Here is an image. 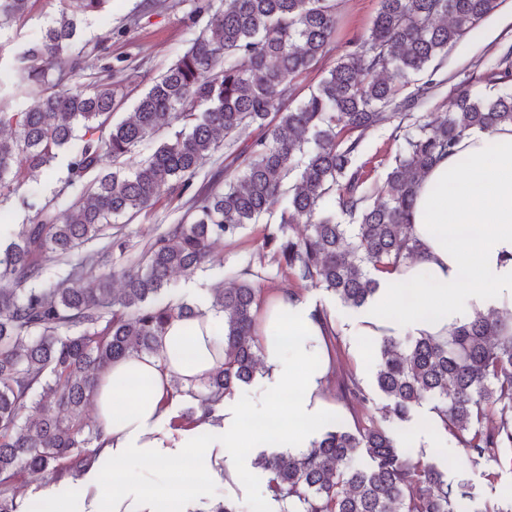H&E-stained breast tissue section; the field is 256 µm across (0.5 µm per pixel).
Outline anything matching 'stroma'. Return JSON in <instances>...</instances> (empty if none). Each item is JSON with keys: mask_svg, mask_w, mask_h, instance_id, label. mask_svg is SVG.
I'll return each instance as SVG.
<instances>
[{"mask_svg": "<svg viewBox=\"0 0 512 512\" xmlns=\"http://www.w3.org/2000/svg\"><path fill=\"white\" fill-rule=\"evenodd\" d=\"M141 0H110L105 11L90 17L84 37L99 44L105 61L121 57L133 63H141L138 77L126 88L124 111H131L136 97L151 81L170 66L185 49L193 34L186 14L190 9L187 0H161L160 8L151 12H137ZM340 25L328 52L320 65L305 75L297 89V99H304L315 88L324 75V70L333 64L345 51L348 43L363 33L378 8L377 0H336ZM512 43V32L505 30L493 41L484 42L475 36H466L462 42L449 46L447 54L439 59L438 78L442 84L428 109L442 114L447 109L449 98L463 86L479 92L484 88L479 77L488 61L497 55L502 46ZM182 213L170 199H162L156 208L141 213L125 226L133 247L156 237L165 225L179 220ZM264 224H250L233 240L224 241L219 248V257L224 264V284L232 286L234 277L251 264H258V244L264 232ZM268 279L265 289L270 293L295 289L314 306L326 307L338 334L336 342L329 345L331 369L325 387L326 399L340 410L346 427L355 421L385 423L388 418L387 400L374 383L376 370V341L367 336H352L348 330L354 321V311L345 308L332 294L321 288L306 287L301 282L267 267ZM349 373L357 374L369 392L371 400L365 406L345 407L337 398V378ZM430 402L417 407L415 420L399 431L398 438L408 453L424 455L440 470L449 484L464 485L473 496V507L494 503L503 512H512V466L484 463L473 465L465 452L447 435H438L436 430L425 426L424 420L431 412ZM266 474L254 465H247L246 476L234 490H225L222 481H211L204 503L211 504L221 499L232 501L239 512H252L256 503L267 500Z\"/></svg>", "mask_w": 512, "mask_h": 512, "instance_id": "35a3bbf8", "label": "stroma"}]
</instances>
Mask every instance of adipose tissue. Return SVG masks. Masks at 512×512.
<instances>
[{
	"mask_svg": "<svg viewBox=\"0 0 512 512\" xmlns=\"http://www.w3.org/2000/svg\"><path fill=\"white\" fill-rule=\"evenodd\" d=\"M421 247L414 262L378 275L379 290L352 333L447 335L450 326L504 305L512 307V124L466 132L456 153L421 180L411 216ZM264 348L261 412L225 409L183 430L165 447L163 403L175 387L188 390L224 360V314L203 308L193 321H173L159 354L112 362L94 400L105 426L97 463L86 475L51 483L41 496L51 512H186L215 472L239 484L251 448H309L335 417L323 397L330 359L323 326L302 298L267 299L259 315ZM257 427H249L250 419ZM190 460L193 478L172 480V460Z\"/></svg>",
	"mask_w": 512,
	"mask_h": 512,
	"instance_id": "adipose-tissue-1",
	"label": "adipose tissue"
}]
</instances>
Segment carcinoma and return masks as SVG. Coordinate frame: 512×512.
I'll list each match as a JSON object with an SVG mask.
<instances>
[{
    "instance_id": "1",
    "label": "carcinoma",
    "mask_w": 512,
    "mask_h": 512,
    "mask_svg": "<svg viewBox=\"0 0 512 512\" xmlns=\"http://www.w3.org/2000/svg\"><path fill=\"white\" fill-rule=\"evenodd\" d=\"M31 2L0 0V34L27 19ZM106 2L63 0L0 76V210L27 216L6 230L0 224V512H20L22 474L53 481L95 461L104 426L88 424L83 412L100 373L115 360L159 353L166 325L197 315L196 306L174 301L173 273L213 272L211 306L224 312V362L194 390L174 386L196 401L172 420L184 427L252 382L263 358L256 319L264 276L247 268L224 287L221 242L277 215L262 256L356 311L377 291L375 273L418 254L410 215L427 171L466 132L512 124V46L480 77L482 92L463 87L441 115L421 112L434 96L431 63L499 0H379L367 31L295 106L301 78L336 35L335 0H189L191 26L204 18V27L119 122L114 76L127 66L121 58L97 64L99 45L81 28ZM89 69L91 81L76 82ZM384 126L399 147L372 182L363 143ZM249 127L256 134L240 140ZM163 130L148 156L127 163ZM221 147L230 164L196 184ZM62 157L61 188L38 201L32 182ZM67 191L61 217L54 200ZM164 196L186 199L184 215L129 255V240L109 228ZM296 224L308 234L294 237ZM378 344L375 381L393 421H412L429 397L428 425L470 461L512 465L501 456L512 448V310L477 312L445 339L406 345L384 334ZM338 389L347 405L369 402L352 373ZM494 414L498 424L487 425ZM360 451L371 465L352 464ZM258 465L271 498L288 503L282 512H460L471 500L372 421L353 430L330 423L306 451L263 455Z\"/></svg>"
}]
</instances>
